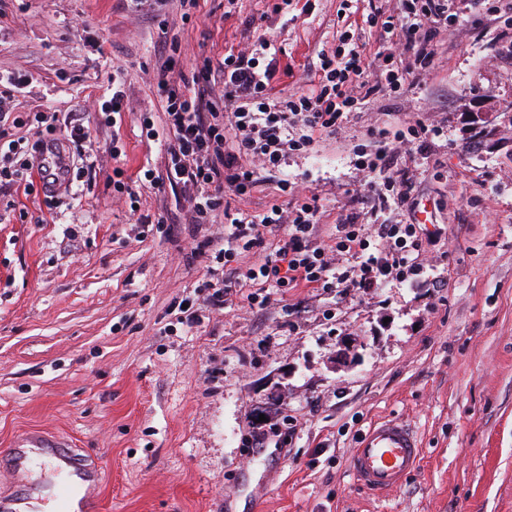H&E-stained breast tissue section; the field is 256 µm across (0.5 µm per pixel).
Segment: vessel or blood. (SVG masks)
Listing matches in <instances>:
<instances>
[{"label":"vessel or blood","instance_id":"b4317fda","mask_svg":"<svg viewBox=\"0 0 512 512\" xmlns=\"http://www.w3.org/2000/svg\"><path fill=\"white\" fill-rule=\"evenodd\" d=\"M420 444L413 428L399 418H387L368 427L357 441L350 469L357 481L384 493L397 487L420 459ZM41 457L57 481L50 491L25 487L10 499L0 498V512H42L44 499H52L57 512H71L82 489H95L96 475L89 471L67 442L46 434H34L0 452L9 467L0 478L19 472L32 456Z\"/></svg>","mask_w":512,"mask_h":512}]
</instances>
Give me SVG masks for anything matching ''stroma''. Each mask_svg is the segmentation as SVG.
Masks as SVG:
<instances>
[{
	"instance_id": "1",
	"label": "stroma",
	"mask_w": 512,
	"mask_h": 512,
	"mask_svg": "<svg viewBox=\"0 0 512 512\" xmlns=\"http://www.w3.org/2000/svg\"><path fill=\"white\" fill-rule=\"evenodd\" d=\"M272 2L200 0L186 21L170 0L183 67L264 34L283 50L277 89L301 90L338 32L379 46L344 0H290L277 16ZM456 5L462 22L438 33L433 68L401 94L371 95L340 134L280 168L318 198L325 241L344 218L375 220L351 201L354 146L421 123L424 148L392 156L414 173L417 205L389 218L421 225L433 269L252 310L210 306L224 262L203 242L224 227L187 223L179 187L141 188L151 221L131 224L107 186L113 165L132 176L163 162L139 123L157 103V23L124 0H0V75L27 78L17 111L83 112L99 146L95 180L56 221L40 197L0 188V211L16 205L0 222V448L33 432L70 440L108 473L95 512H512V127L498 116L512 101V38L482 21L480 0ZM117 66L127 106L114 131L98 112ZM262 416L286 447L250 446ZM389 417L415 428L421 459L378 493L349 463L360 433Z\"/></svg>"
}]
</instances>
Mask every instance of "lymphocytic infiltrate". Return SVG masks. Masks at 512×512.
Instances as JSON below:
<instances>
[{"mask_svg":"<svg viewBox=\"0 0 512 512\" xmlns=\"http://www.w3.org/2000/svg\"><path fill=\"white\" fill-rule=\"evenodd\" d=\"M368 8L367 20L379 30L380 49L373 59L365 60L363 45L340 34L334 51L322 55L312 87L283 99L271 96L280 73V49L273 39L261 37L251 50L219 57L200 54L186 70L179 39L164 38L157 93L169 132L167 162L164 173L148 169L143 178L157 189L180 187L191 223L208 224L223 214L220 252L232 270L212 294L211 306L223 307L225 292L236 288L241 303L261 309L272 288L283 294L291 288H376L424 271L422 234L414 224H362L352 216L337 225L330 242L318 241V199L293 192L288 179L277 184L283 201L266 214L252 216L237 206L256 191L257 169H278L286 153L309 150L318 138L338 134L367 97L380 90L399 92L430 69L438 54V31L459 20L455 0H399L389 10L370 0ZM21 84L18 77L0 79V187L17 185L29 193L45 150L56 140L59 119L53 112L30 119L14 112ZM68 131L74 151L63 185L43 199L51 213L65 204V186L96 175L88 126L76 122ZM389 166L383 151L362 159L365 179L358 200L384 210L409 204L412 176ZM276 228L286 234L259 263L237 265L241 253Z\"/></svg>","mask_w":512,"mask_h":512,"instance_id":"f902f5d3","label":"lymphocytic infiltrate"}]
</instances>
